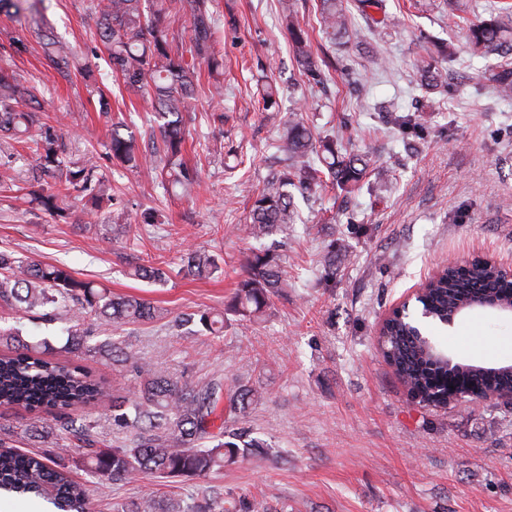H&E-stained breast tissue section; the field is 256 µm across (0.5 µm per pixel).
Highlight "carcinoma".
Returning <instances> with one entry per match:
<instances>
[{"label": "carcinoma", "mask_w": 512, "mask_h": 512, "mask_svg": "<svg viewBox=\"0 0 512 512\" xmlns=\"http://www.w3.org/2000/svg\"><path fill=\"white\" fill-rule=\"evenodd\" d=\"M287 20L289 41L300 72L308 82L323 84L322 65L310 51L309 28L294 17L291 0H280ZM91 8L99 14V37L109 54L112 73L126 86L145 90L153 98L155 122L162 147L149 154L138 151L133 134L121 133V125H112L108 151L113 161L149 173L160 172L172 184L185 191L198 185V174L181 160L186 137L187 99L198 80L195 61L206 63L214 82L215 94H223L218 80L223 74L224 57L214 46L216 24L213 0H92ZM322 31L332 40L355 36L350 31L348 11L342 0H318L316 5ZM386 0H357L358 11L369 21V33L381 40L387 30ZM12 18H28V0H0V10ZM190 18L192 37L188 52L173 49L167 20L178 15ZM32 33L44 52L47 66L63 77L76 68L71 49L59 40L44 18H31ZM475 55L512 53V4L502 7V15L472 21L465 32ZM416 78L425 92L451 82L431 61H415ZM487 86L501 99H512V63H501L483 74ZM36 97L21 85L16 76L0 70V139H28L35 144L36 165L33 181L56 173L64 176L60 187H40L35 191L42 208L52 216L65 217L63 201L73 195L94 201L111 200V188L99 176L98 161L87 157L71 161L65 156L61 136L49 118L38 113ZM286 152L283 171L271 178L253 200L248 236L262 240L288 230L297 219L294 192L305 194L319 181L318 169L310 156H321L332 183L354 191L362 185L373 160L368 154H348L338 150L334 140H315L303 118L294 113L280 136ZM182 269L192 278H206L221 271L218 258L201 249H188L182 256ZM134 276L161 284L165 272L160 267L138 266ZM288 287V275L278 253V245L252 254L246 275L237 286L228 310L245 317L268 307L272 297ZM483 288L494 295L512 292V283H503L494 269L475 264L462 274L446 272L432 279L422 306L430 319L448 323L458 308L471 300V291ZM0 304L30 317L52 320L55 311L69 308L79 314L92 313L114 324L140 323L161 318L151 303L136 297H116L92 283L76 279L63 267L15 257L0 252ZM180 321L193 323L198 332L219 336L224 332V313L207 310L187 314ZM386 361L394 368L408 393L424 405L445 406L448 391L460 387L472 392H504L512 388L509 366L487 369L483 366L448 363L434 357L416 335L413 321L404 316L392 318L385 325ZM23 325L0 327V405L21 406L28 410L50 407L60 412L89 406L107 394L105 382L82 366L65 359L49 358L21 339ZM95 351L85 333L69 332L64 352L75 356ZM112 363L133 373L137 388L131 395L112 396V422L133 433L124 448L103 451L95 447L96 422L89 418L66 417L62 427L83 444L89 470L101 484L130 481L143 473L163 477L206 478L251 455L252 449L264 448V442L251 439L238 443L242 433L224 426L226 418L246 412L258 397V391L246 385L224 386L209 378L188 383L144 361L138 351L112 344ZM0 490L17 497L43 500L52 512H90L89 494L84 484L51 458L7 448L0 438ZM125 512H183L180 503L162 507L153 497L141 499ZM196 512H250L245 499L226 500L220 496Z\"/></svg>", "instance_id": "cac0c4a2"}]
</instances>
